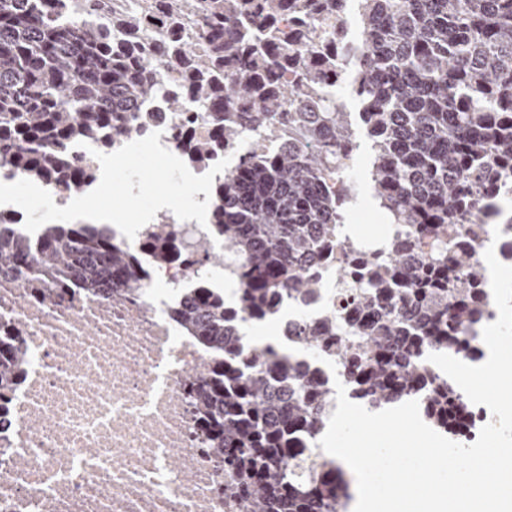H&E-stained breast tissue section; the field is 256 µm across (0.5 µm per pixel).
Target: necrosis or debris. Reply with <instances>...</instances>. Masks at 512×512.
<instances>
[{
    "mask_svg": "<svg viewBox=\"0 0 512 512\" xmlns=\"http://www.w3.org/2000/svg\"><path fill=\"white\" fill-rule=\"evenodd\" d=\"M137 114V131L118 128L112 149L159 132L178 152L176 135L204 138L211 129L200 112H171L166 101L183 94L178 79ZM496 194L476 216L484 227L469 249L483 262L486 249L512 266V176L493 173ZM191 262L156 265L140 240L120 237L136 252L142 283L133 294L113 282L111 291L46 295L41 281L26 288L0 278V319L26 345L25 373L0 415V512H244L224 496V469L207 448L185 382L200 373L207 354L170 317L178 293L198 280L220 282L224 268L196 253L198 241L223 250V239L197 221L159 210ZM486 312L462 337L463 362L481 361L485 324L498 318L492 291L478 293Z\"/></svg>",
    "mask_w": 512,
    "mask_h": 512,
    "instance_id": "1",
    "label": "necrosis or debris"
}]
</instances>
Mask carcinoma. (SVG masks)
I'll list each match as a JSON object with an SVG mask.
<instances>
[{"label":"carcinoma","instance_id":"cac0c4a2","mask_svg":"<svg viewBox=\"0 0 512 512\" xmlns=\"http://www.w3.org/2000/svg\"><path fill=\"white\" fill-rule=\"evenodd\" d=\"M347 0H0V166L40 184L76 189L93 178L74 163L77 139L106 142L141 100L160 94L164 68L185 89L169 110L203 107L213 137L183 131L187 157L205 163L248 127L288 120L278 149L253 143L211 201L213 233L235 254L238 297L203 284L171 309L209 357L187 380L198 427L222 458L227 492L246 512H347L349 484L318 437L335 407L321 361H333L354 401L380 408L416 400L451 436L472 403L423 355L460 350V330L484 316L483 268L457 236L494 194L493 170L512 173V0H358L362 64L354 86L374 154L373 197L405 230L362 270L330 314L282 331L301 353L247 340L244 327L279 316L323 289L315 270L351 271L334 238L353 199L346 181L323 186L355 146L347 112L321 97L345 54L326 31ZM144 248L157 262L187 261L162 228ZM0 275L51 295L75 275L138 288L130 253L109 224H45L35 235L0 222ZM24 341L0 324V397L20 378Z\"/></svg>","mask_w":512,"mask_h":512}]
</instances>
